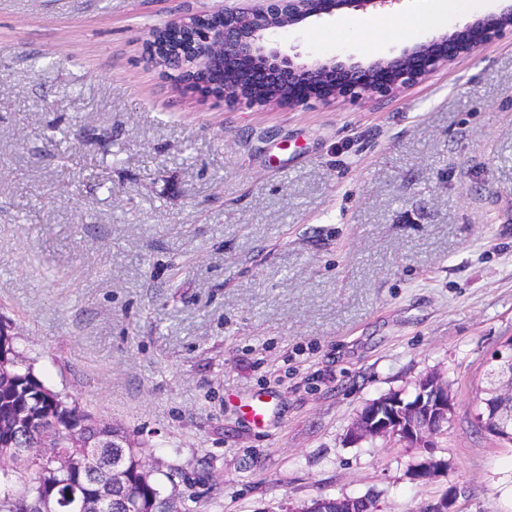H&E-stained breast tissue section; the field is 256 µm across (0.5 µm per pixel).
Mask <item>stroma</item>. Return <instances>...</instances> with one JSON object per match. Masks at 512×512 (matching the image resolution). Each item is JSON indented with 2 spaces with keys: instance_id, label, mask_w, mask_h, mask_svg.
<instances>
[{
  "instance_id": "1",
  "label": "stroma",
  "mask_w": 512,
  "mask_h": 512,
  "mask_svg": "<svg viewBox=\"0 0 512 512\" xmlns=\"http://www.w3.org/2000/svg\"><path fill=\"white\" fill-rule=\"evenodd\" d=\"M431 2L278 41L365 63L512 4L420 22ZM255 4L0 0V326L194 512H418L451 487L460 512H512V444L473 417L512 337V31L410 88L298 108L190 93L145 50ZM429 375L454 411L448 470L420 483L417 449L349 429Z\"/></svg>"
}]
</instances>
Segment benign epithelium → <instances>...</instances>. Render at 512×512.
I'll use <instances>...</instances> for the list:
<instances>
[{
    "mask_svg": "<svg viewBox=\"0 0 512 512\" xmlns=\"http://www.w3.org/2000/svg\"><path fill=\"white\" fill-rule=\"evenodd\" d=\"M251 10L224 9L171 21L168 31L183 33L184 42L174 52L152 38L146 43L148 55L162 68L176 74L187 90L203 96H225L250 104L262 99L290 108L312 99L333 100L340 96L369 98L400 88L411 87L457 59L476 53L504 31H512V5L498 13L475 19L461 30L417 44L392 57L379 58L366 66L334 59L298 62L272 46L281 29L310 18L331 15L340 9L365 11L387 9L402 0H259ZM489 387L481 390L474 420L484 432L503 442L512 441V409H497L494 397H512V345L500 346L492 357ZM420 398L407 403L405 393L391 392L367 403L353 419L350 436L356 440L398 437L425 451L414 465L416 480L433 479L446 471V462L432 453V439L450 421L454 402L438 377H424L415 385ZM35 424L26 408L18 410L9 427L15 434ZM122 444L112 441V455L104 457L111 465L112 482H91L90 490L73 495L75 512H102L123 503L118 489L123 485ZM0 452L15 460L26 459L50 470H68L75 456L52 445L3 448ZM456 491L448 489L426 512H457Z\"/></svg>",
    "mask_w": 512,
    "mask_h": 512,
    "instance_id": "7a95c632",
    "label": "benign epithelium"
}]
</instances>
